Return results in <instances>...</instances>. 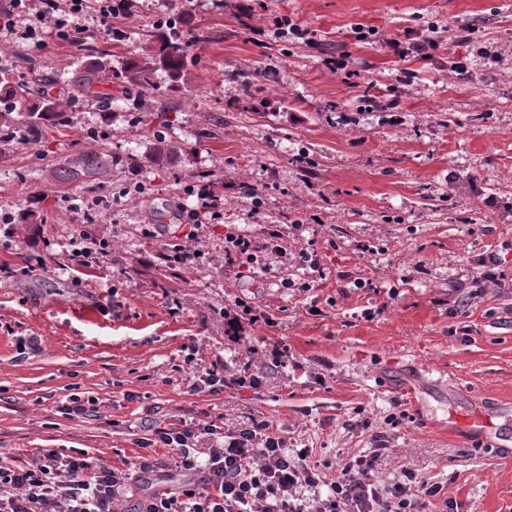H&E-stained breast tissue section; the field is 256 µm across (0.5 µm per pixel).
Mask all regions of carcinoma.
<instances>
[{
    "label": "carcinoma",
    "mask_w": 512,
    "mask_h": 512,
    "mask_svg": "<svg viewBox=\"0 0 512 512\" xmlns=\"http://www.w3.org/2000/svg\"><path fill=\"white\" fill-rule=\"evenodd\" d=\"M163 46L155 56H147L140 62H135L119 73L108 74L104 61L94 59L81 62L68 79L75 97L93 93L94 87L111 76L118 80L141 89L151 85V76L158 67H163L175 76H180L184 67L185 50L181 40L177 37H165ZM0 92H4L20 100L29 98L30 89L27 85L15 83L10 74L0 71ZM41 99L33 104L29 111V123L24 130V138L35 141L43 133L44 122L49 121L56 125L68 122L66 106L39 91ZM179 146L173 141L158 139L150 147L145 160L150 163H159L172 157L178 152ZM118 173L117 162L109 151H89L74 154L65 159L53 169L54 178L62 183L90 178L102 184L111 181L112 176Z\"/></svg>",
    "instance_id": "carcinoma-1"
}]
</instances>
